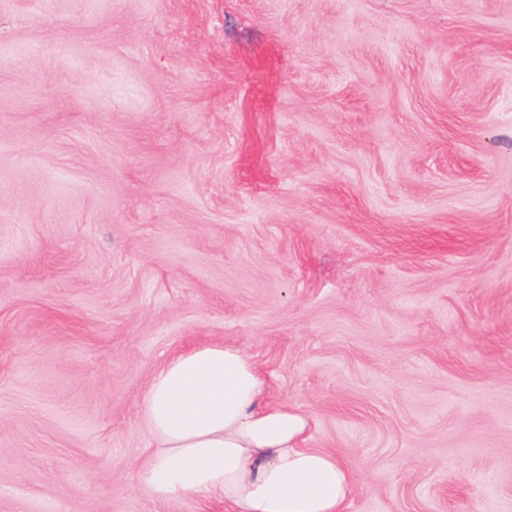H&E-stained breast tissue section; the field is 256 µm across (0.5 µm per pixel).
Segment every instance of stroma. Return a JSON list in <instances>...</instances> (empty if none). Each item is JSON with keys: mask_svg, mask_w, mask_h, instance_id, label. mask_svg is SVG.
<instances>
[{"mask_svg": "<svg viewBox=\"0 0 512 512\" xmlns=\"http://www.w3.org/2000/svg\"><path fill=\"white\" fill-rule=\"evenodd\" d=\"M244 350L347 512H512V0H0V512L137 487Z\"/></svg>", "mask_w": 512, "mask_h": 512, "instance_id": "1", "label": "stroma"}]
</instances>
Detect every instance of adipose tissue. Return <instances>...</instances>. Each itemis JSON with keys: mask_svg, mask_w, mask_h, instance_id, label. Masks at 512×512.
Returning a JSON list of instances; mask_svg holds the SVG:
<instances>
[{"mask_svg": "<svg viewBox=\"0 0 512 512\" xmlns=\"http://www.w3.org/2000/svg\"><path fill=\"white\" fill-rule=\"evenodd\" d=\"M156 443L137 486L163 502L193 496L230 512H345L351 468L306 447L310 418L267 398L255 362L232 345L182 351L152 376L141 403Z\"/></svg>", "mask_w": 512, "mask_h": 512, "instance_id": "1", "label": "adipose tissue"}]
</instances>
